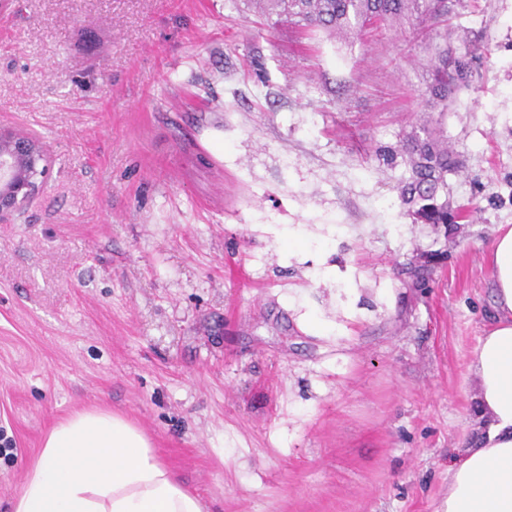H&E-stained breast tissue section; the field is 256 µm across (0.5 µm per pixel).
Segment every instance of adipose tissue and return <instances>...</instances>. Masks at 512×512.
I'll list each match as a JSON object with an SVG mask.
<instances>
[{"instance_id":"adipose-tissue-1","label":"adipose tissue","mask_w":512,"mask_h":512,"mask_svg":"<svg viewBox=\"0 0 512 512\" xmlns=\"http://www.w3.org/2000/svg\"><path fill=\"white\" fill-rule=\"evenodd\" d=\"M494 314L474 352L479 438L448 468L443 512H512V226L486 256ZM12 512H204L128 418L94 407L44 435Z\"/></svg>"}]
</instances>
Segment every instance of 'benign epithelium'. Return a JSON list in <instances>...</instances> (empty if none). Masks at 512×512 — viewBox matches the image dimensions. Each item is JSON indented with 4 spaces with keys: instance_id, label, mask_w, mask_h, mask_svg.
<instances>
[{
    "instance_id": "7a95c632",
    "label": "benign epithelium",
    "mask_w": 512,
    "mask_h": 512,
    "mask_svg": "<svg viewBox=\"0 0 512 512\" xmlns=\"http://www.w3.org/2000/svg\"><path fill=\"white\" fill-rule=\"evenodd\" d=\"M47 146L37 137L0 126V222L12 219L44 190Z\"/></svg>"
}]
</instances>
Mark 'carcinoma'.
Masks as SVG:
<instances>
[{
    "label": "carcinoma",
    "instance_id": "cac0c4a2",
    "mask_svg": "<svg viewBox=\"0 0 512 512\" xmlns=\"http://www.w3.org/2000/svg\"><path fill=\"white\" fill-rule=\"evenodd\" d=\"M459 0H246L262 16L276 22L316 28L327 32L358 34L369 24L419 19L436 29H447L448 16ZM430 45L429 79L424 93L426 108L446 112L459 91L473 83L468 55H448V34ZM400 157L409 177L403 182L399 201L414 222L457 224L470 216L467 207L452 208L441 199L448 193V175L460 168L458 154L446 144L442 131L427 128L417 135Z\"/></svg>",
    "mask_w": 512,
    "mask_h": 512
}]
</instances>
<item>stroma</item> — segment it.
I'll return each mask as SVG.
<instances>
[{
  "label": "stroma",
  "mask_w": 512,
  "mask_h": 512,
  "mask_svg": "<svg viewBox=\"0 0 512 512\" xmlns=\"http://www.w3.org/2000/svg\"><path fill=\"white\" fill-rule=\"evenodd\" d=\"M435 39L275 25L242 0L0 12V125L52 159L0 223V512L45 432L93 406L207 512H440L477 437L485 250L512 225V0L457 6L449 49L483 52L442 114L422 105ZM425 126L460 156L470 222L398 201L387 155Z\"/></svg>",
  "instance_id": "stroma-1"
}]
</instances>
